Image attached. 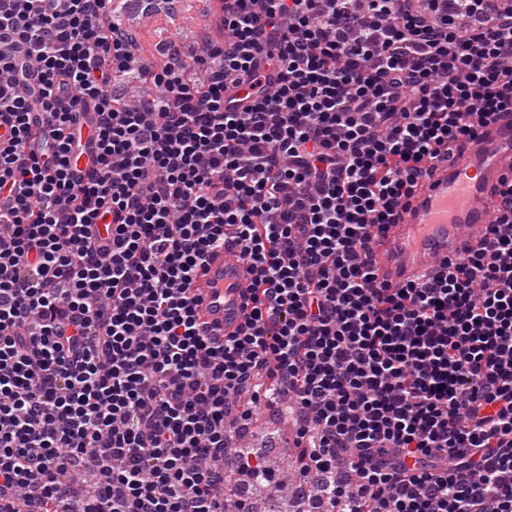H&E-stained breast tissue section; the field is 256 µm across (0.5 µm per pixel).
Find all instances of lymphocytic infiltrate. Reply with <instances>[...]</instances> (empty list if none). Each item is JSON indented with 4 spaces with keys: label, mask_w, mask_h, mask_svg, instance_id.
Listing matches in <instances>:
<instances>
[{
    "label": "lymphocytic infiltrate",
    "mask_w": 512,
    "mask_h": 512,
    "mask_svg": "<svg viewBox=\"0 0 512 512\" xmlns=\"http://www.w3.org/2000/svg\"><path fill=\"white\" fill-rule=\"evenodd\" d=\"M412 2L224 0L205 80L171 43L130 105L112 0H0V512H224L227 472L276 478L228 426L284 398L322 512H512V175L431 279L385 286L371 247L512 111V10ZM229 227L256 277L219 341L190 286Z\"/></svg>",
    "instance_id": "f902f5d3"
}]
</instances>
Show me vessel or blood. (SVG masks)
Instances as JSON below:
<instances>
[{"instance_id": "1", "label": "vessel or blood", "mask_w": 512, "mask_h": 512, "mask_svg": "<svg viewBox=\"0 0 512 512\" xmlns=\"http://www.w3.org/2000/svg\"><path fill=\"white\" fill-rule=\"evenodd\" d=\"M511 173L512 113L504 112L464 147L427 166L397 223L373 243L379 280L392 288L416 282L443 261L477 248L493 221L501 180ZM252 277L233 233H226L192 284L208 335L221 339L239 331Z\"/></svg>"}]
</instances>
